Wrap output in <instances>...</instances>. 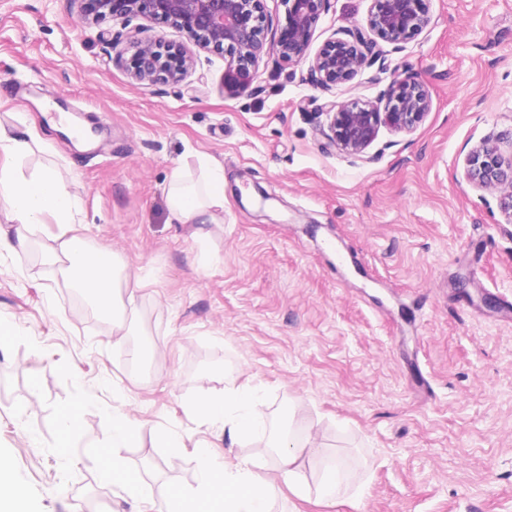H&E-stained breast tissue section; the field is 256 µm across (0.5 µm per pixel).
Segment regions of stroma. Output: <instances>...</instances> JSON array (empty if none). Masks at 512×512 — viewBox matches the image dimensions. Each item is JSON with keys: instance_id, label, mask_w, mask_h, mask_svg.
I'll use <instances>...</instances> for the list:
<instances>
[{"instance_id": "stroma-1", "label": "stroma", "mask_w": 512, "mask_h": 512, "mask_svg": "<svg viewBox=\"0 0 512 512\" xmlns=\"http://www.w3.org/2000/svg\"><path fill=\"white\" fill-rule=\"evenodd\" d=\"M371 0H329L312 40L368 28ZM418 36L385 45L331 93L308 62L263 59L249 92L224 91L222 57L197 52L177 84L139 85L111 40H180L158 20L80 21L72 0H0V126L38 146L25 171L72 169L75 227L146 284L132 334L156 351L132 364L112 324L46 254L55 225L0 251V457L24 512H150L195 483L198 442L224 435L188 405L234 370L265 390L271 431L234 454L273 466V436L315 438L309 494L279 488L272 512H512V185L465 177L470 148L512 141V0H431ZM425 83L431 110L409 134L381 130L367 162L326 145L312 114L376 100L394 78ZM97 133L92 148L53 130L43 102ZM204 153L224 167V221H172V170ZM79 433L59 446L58 417ZM136 428L122 449L141 479L128 498L87 448L113 412ZM181 438L162 447L159 433ZM343 490L322 500L324 465Z\"/></svg>"}]
</instances>
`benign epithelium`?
I'll use <instances>...</instances> for the list:
<instances>
[{"label": "benign epithelium", "mask_w": 512, "mask_h": 512, "mask_svg": "<svg viewBox=\"0 0 512 512\" xmlns=\"http://www.w3.org/2000/svg\"><path fill=\"white\" fill-rule=\"evenodd\" d=\"M80 20L106 17L128 25L144 18L176 29L200 50L224 56V91L236 95L250 88L260 62L269 54L284 62L309 61V83L330 92L351 81L364 67L379 64L386 72L378 41L401 44L431 23V0H371L370 32L346 29L311 52L314 31L328 0H274L284 8V23L267 38L269 0H74ZM185 42L127 37L117 53L137 84L179 83L193 64ZM431 108L426 86L414 79L390 81L376 101L329 102L322 133L352 161L369 158L380 130L411 132ZM467 177L480 187L512 183V150L483 143L467 154Z\"/></svg>", "instance_id": "1"}]
</instances>
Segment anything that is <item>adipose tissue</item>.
<instances>
[{
	"label": "adipose tissue",
	"mask_w": 512,
	"mask_h": 512,
	"mask_svg": "<svg viewBox=\"0 0 512 512\" xmlns=\"http://www.w3.org/2000/svg\"><path fill=\"white\" fill-rule=\"evenodd\" d=\"M32 151L31 143L0 127V209L6 210L15 225L18 244H25L31 229L54 224L58 245L47 257L57 263L65 278L104 316L112 320L115 346H123L128 334L126 316L136 309L134 290L140 279L128 272L109 249H93L79 237L70 235L78 212L77 195L72 191L73 174L56 166L27 173L19 162ZM199 179H192L185 167H176L165 195L169 213L181 224L206 218L217 219L224 211V168L210 157L198 159ZM193 409L208 427L223 431L230 445H238L264 433L268 421L258 387L228 379L222 391L197 400ZM103 436L114 450L103 469L126 494L140 490L138 478L129 474L121 449L131 447L135 427L121 412L113 413ZM313 440L286 439L277 447L274 468L252 459L229 465L216 459L208 448L196 450L198 468L195 486L175 488L161 503L158 512H270L271 492L283 482L296 496L307 493V483L298 464L302 456L317 455Z\"/></svg>",
	"instance_id": "1"
}]
</instances>
